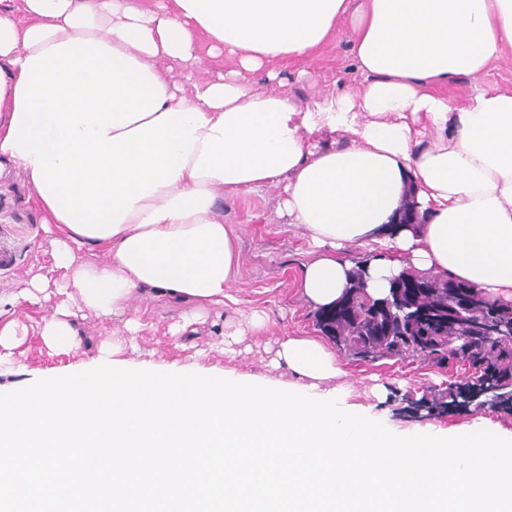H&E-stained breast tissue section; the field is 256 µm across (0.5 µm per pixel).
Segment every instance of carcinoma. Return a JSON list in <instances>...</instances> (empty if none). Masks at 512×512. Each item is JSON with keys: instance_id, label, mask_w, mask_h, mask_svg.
<instances>
[{"instance_id": "carcinoma-1", "label": "carcinoma", "mask_w": 512, "mask_h": 512, "mask_svg": "<svg viewBox=\"0 0 512 512\" xmlns=\"http://www.w3.org/2000/svg\"><path fill=\"white\" fill-rule=\"evenodd\" d=\"M337 311L315 312L316 325L353 359L373 363L383 358L419 354L442 365L460 360L479 372L478 379L512 385V304L492 300L471 285L435 273H408L390 281L384 297L366 288L363 262H357ZM427 313L429 335L410 333L405 321ZM489 322L504 328L491 337Z\"/></svg>"}]
</instances>
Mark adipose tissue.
Returning a JSON list of instances; mask_svg holds the SVG:
<instances>
[{"mask_svg": "<svg viewBox=\"0 0 512 512\" xmlns=\"http://www.w3.org/2000/svg\"><path fill=\"white\" fill-rule=\"evenodd\" d=\"M0 8V185L34 194L65 287L109 318L132 298L234 302L237 237L225 196L277 189L276 211L317 256L301 286L319 306L404 271L449 274L512 302V92L466 106L435 94L512 52V0H22ZM351 18L365 81L300 105L242 80L275 79ZM236 67L177 87L170 64ZM417 221L399 224L406 195ZM101 251L100 264L83 255ZM83 340L58 308L39 326Z\"/></svg>", "mask_w": 512, "mask_h": 512, "instance_id": "adipose-tissue-1", "label": "adipose tissue"}]
</instances>
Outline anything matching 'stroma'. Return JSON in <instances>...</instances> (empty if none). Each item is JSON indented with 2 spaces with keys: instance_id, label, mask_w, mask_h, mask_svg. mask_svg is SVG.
I'll use <instances>...</instances> for the list:
<instances>
[{
  "instance_id": "stroma-1",
  "label": "stroma",
  "mask_w": 512,
  "mask_h": 512,
  "mask_svg": "<svg viewBox=\"0 0 512 512\" xmlns=\"http://www.w3.org/2000/svg\"><path fill=\"white\" fill-rule=\"evenodd\" d=\"M353 38L350 21H342L335 40L318 55L283 63L275 89L299 103L357 89L364 78L351 53ZM302 69L307 72L303 78L298 75ZM478 88L512 90V56L494 62L476 77L443 86L441 92L462 106ZM276 200L273 188L224 199L221 214L238 237L239 263L231 285L237 304L211 307L185 332L173 336L169 328L179 320L184 305L133 301L128 314L142 323L138 341L150 362L216 366L278 385L296 383L286 366L272 364L279 342L287 336L318 340L322 334L315 324V308L300 288L302 268L310 259L306 240L300 228L283 223L276 213ZM52 238L43 225L35 223L26 191L0 186V253L11 257L9 266L0 265V289L20 291L36 272L60 279L63 272L54 268L51 257ZM61 300L54 292L41 305L22 301L0 314V320H13L27 329L12 359L0 364V385H23L38 374L89 362L90 349L54 352L38 333L41 316L51 314ZM254 313L265 319V329L248 334L235 357L225 356L219 349L225 333L245 326ZM335 355L344 374L329 380V387L348 388L350 403L371 407L395 430H449L471 417L468 409L452 405L449 397L450 389L472 380L464 362L452 359L436 366L410 354L363 363L340 349Z\"/></svg>"
}]
</instances>
